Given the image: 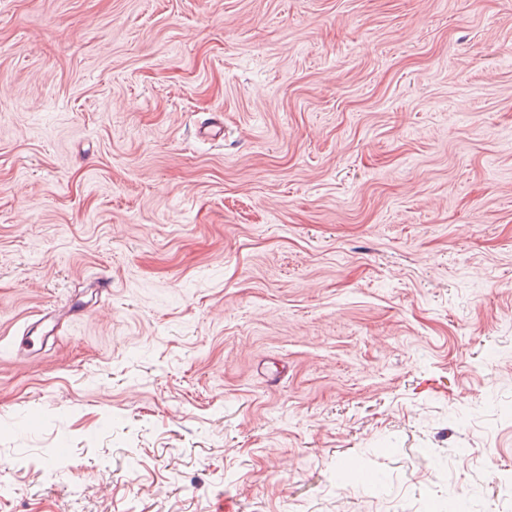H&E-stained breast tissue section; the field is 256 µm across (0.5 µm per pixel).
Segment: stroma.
<instances>
[{"label": "stroma", "instance_id": "35a3bbf8", "mask_svg": "<svg viewBox=\"0 0 512 512\" xmlns=\"http://www.w3.org/2000/svg\"><path fill=\"white\" fill-rule=\"evenodd\" d=\"M456 494L512 512V0H0V512Z\"/></svg>", "mask_w": 512, "mask_h": 512}]
</instances>
